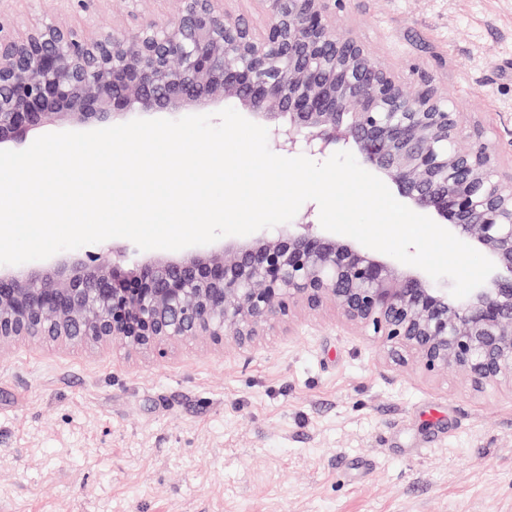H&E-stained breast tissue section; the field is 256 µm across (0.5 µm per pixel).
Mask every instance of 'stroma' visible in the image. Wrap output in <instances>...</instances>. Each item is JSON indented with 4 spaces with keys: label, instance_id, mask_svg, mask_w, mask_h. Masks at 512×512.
<instances>
[{
    "label": "stroma",
    "instance_id": "obj_1",
    "mask_svg": "<svg viewBox=\"0 0 512 512\" xmlns=\"http://www.w3.org/2000/svg\"><path fill=\"white\" fill-rule=\"evenodd\" d=\"M185 0H0L18 27L137 31ZM411 93L429 80L512 166V0H340ZM0 512H512V384L388 354L334 305L253 345L0 352Z\"/></svg>",
    "mask_w": 512,
    "mask_h": 512
}]
</instances>
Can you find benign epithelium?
Instances as JSON below:
<instances>
[{
    "instance_id": "7a95c632",
    "label": "benign epithelium",
    "mask_w": 512,
    "mask_h": 512,
    "mask_svg": "<svg viewBox=\"0 0 512 512\" xmlns=\"http://www.w3.org/2000/svg\"><path fill=\"white\" fill-rule=\"evenodd\" d=\"M176 18L86 41L43 22L12 36L0 19V148L56 122L94 126L138 111L231 102L276 146L313 155L352 148L412 210L495 264L463 299L419 268L302 218L275 237L139 258L136 251L0 266V347L120 342L130 352L187 339L250 346L292 307L334 305L345 320L428 371L476 386L512 384V172L467 129L448 97L409 94L336 32L330 0H267L262 38L215 0Z\"/></svg>"
}]
</instances>
